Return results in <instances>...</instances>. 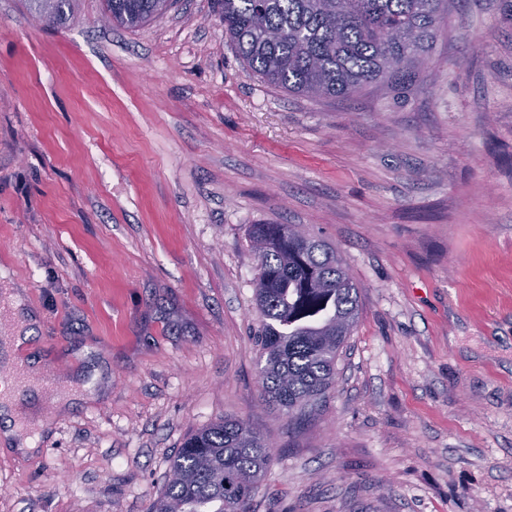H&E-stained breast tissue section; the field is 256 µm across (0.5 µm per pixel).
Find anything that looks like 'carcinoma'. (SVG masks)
Listing matches in <instances>:
<instances>
[{
  "label": "carcinoma",
  "mask_w": 512,
  "mask_h": 512,
  "mask_svg": "<svg viewBox=\"0 0 512 512\" xmlns=\"http://www.w3.org/2000/svg\"><path fill=\"white\" fill-rule=\"evenodd\" d=\"M72 0H28L41 25L62 24ZM460 0H216L224 32L263 82L311 99L350 98L424 66L441 22ZM172 0H104L127 29ZM255 300L261 318L260 399L296 424L336 383L337 362L360 314L349 269L298 224H255ZM270 463L264 437L226 417L192 432L171 459L152 512H250Z\"/></svg>",
  "instance_id": "cac0c4a2"
}]
</instances>
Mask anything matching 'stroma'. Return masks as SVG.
I'll return each mask as SVG.
<instances>
[{
  "instance_id": "35a3bbf8",
  "label": "stroma",
  "mask_w": 512,
  "mask_h": 512,
  "mask_svg": "<svg viewBox=\"0 0 512 512\" xmlns=\"http://www.w3.org/2000/svg\"><path fill=\"white\" fill-rule=\"evenodd\" d=\"M0 0V342L40 375L0 512H151L191 431L271 445L251 512H512V0H464L405 84L262 82L213 0L129 31ZM301 224L361 315L291 430L259 399L253 225Z\"/></svg>"
}]
</instances>
